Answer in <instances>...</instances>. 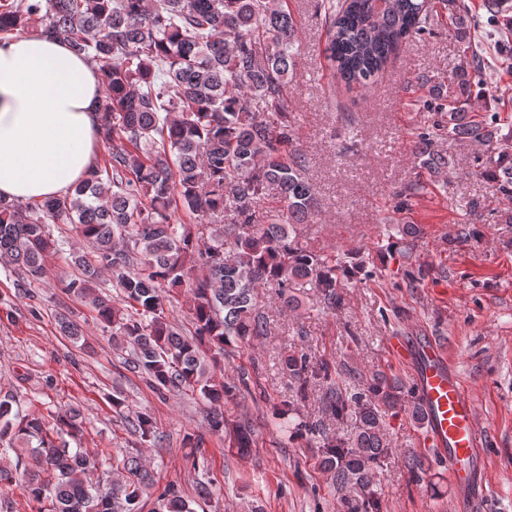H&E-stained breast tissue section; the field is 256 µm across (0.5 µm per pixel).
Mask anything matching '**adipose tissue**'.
<instances>
[{
    "label": "adipose tissue",
    "mask_w": 512,
    "mask_h": 512,
    "mask_svg": "<svg viewBox=\"0 0 512 512\" xmlns=\"http://www.w3.org/2000/svg\"><path fill=\"white\" fill-rule=\"evenodd\" d=\"M104 80L85 56L33 30L0 41V196L64 195L100 145Z\"/></svg>",
    "instance_id": "obj_1"
}]
</instances>
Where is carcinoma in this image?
Here are the masks:
<instances>
[{"label": "carcinoma", "mask_w": 512, "mask_h": 512, "mask_svg": "<svg viewBox=\"0 0 512 512\" xmlns=\"http://www.w3.org/2000/svg\"><path fill=\"white\" fill-rule=\"evenodd\" d=\"M327 28L325 57L348 87L377 82L406 40L426 33L431 0H321ZM453 31L467 39V7L452 16ZM36 27L85 55L106 78L101 141L107 159L74 189L34 207L0 198V263L22 272L23 282L44 275L45 258L63 250L50 224H73L90 245L74 256L77 275L67 292L89 301L97 319L112 328L115 346L130 349L125 363L146 374L154 389L188 387L211 405L237 388L212 379L228 349L268 332L261 289L273 288L283 307H300L294 288L318 290L335 310L338 289L356 278L360 262H341L300 245L297 226L317 208L308 160L296 145V115L283 111L296 66L298 23L284 0H0V41ZM482 69L456 68L458 92L442 103L428 75L415 84L427 91L423 109L432 125L415 137L420 168L441 178L451 159L436 150L434 134L486 145L481 175L512 198V156L497 147V128L471 114L467 101ZM272 111L273 119L265 117ZM273 206L260 214L257 204ZM183 210L215 229L192 233L175 220ZM109 275L130 307L124 311L99 291ZM184 288L191 296L194 333H178L165 315V293ZM216 348L211 356L202 343ZM283 368L306 398L309 378L332 380L327 362L311 364L289 354ZM401 386L375 376L362 392L329 401L336 418L355 417L350 441L323 440L336 484L357 489L343 499L344 512H380L372 474L387 452L382 410L397 404ZM290 404L273 408L280 433L315 432L291 419ZM81 431L78 415L48 405L0 398V458L29 452L34 466L18 474L0 464V484L21 482L40 504L38 512H136L138 490L150 474L133 456L101 457L126 479L104 493L90 477L91 462L66 437ZM232 446L248 451L254 431L238 423ZM157 512H192L172 489L159 495Z\"/></svg>", "instance_id": "1"}]
</instances>
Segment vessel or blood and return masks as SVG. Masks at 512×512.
<instances>
[{"label":"vessel or blood","mask_w":512,"mask_h":512,"mask_svg":"<svg viewBox=\"0 0 512 512\" xmlns=\"http://www.w3.org/2000/svg\"><path fill=\"white\" fill-rule=\"evenodd\" d=\"M414 381L426 415L429 442L447 460L456 490L474 497L481 484L476 463L482 435L471 399L436 344L422 348Z\"/></svg>","instance_id":"1"}]
</instances>
